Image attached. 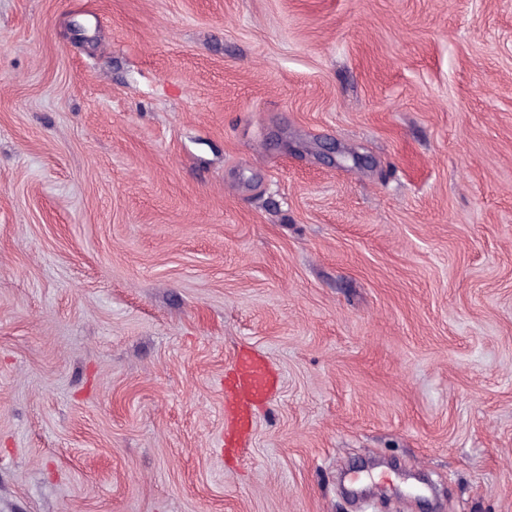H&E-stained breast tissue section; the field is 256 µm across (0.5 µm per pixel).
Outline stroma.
<instances>
[{
    "mask_svg": "<svg viewBox=\"0 0 512 512\" xmlns=\"http://www.w3.org/2000/svg\"><path fill=\"white\" fill-rule=\"evenodd\" d=\"M0 512H512V0H0ZM275 387V373L263 356L248 351L238 355L232 375L224 383V452L244 447L255 409L270 399Z\"/></svg>",
    "mask_w": 512,
    "mask_h": 512,
    "instance_id": "1",
    "label": "stroma"
}]
</instances>
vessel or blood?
<instances>
[{"mask_svg": "<svg viewBox=\"0 0 512 512\" xmlns=\"http://www.w3.org/2000/svg\"><path fill=\"white\" fill-rule=\"evenodd\" d=\"M275 387V373L263 356L248 351L238 355L232 375L224 384L225 451L244 447L255 409L270 399Z\"/></svg>", "mask_w": 512, "mask_h": 512, "instance_id": "1", "label": "vessel or blood"}]
</instances>
